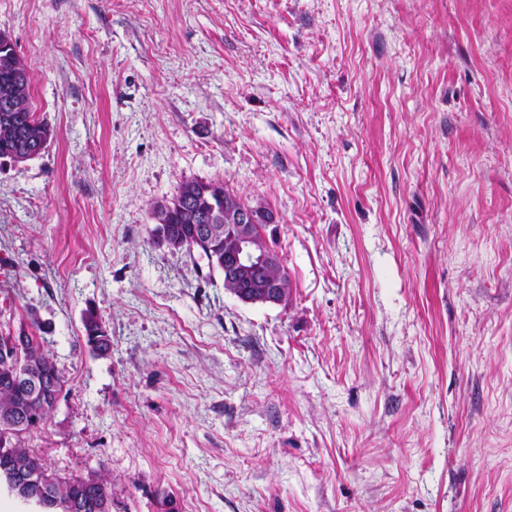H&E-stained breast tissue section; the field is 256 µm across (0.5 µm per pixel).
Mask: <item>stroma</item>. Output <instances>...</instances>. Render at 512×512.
I'll list each match as a JSON object with an SVG mask.
<instances>
[{
  "label": "stroma",
  "instance_id": "35a3bbf8",
  "mask_svg": "<svg viewBox=\"0 0 512 512\" xmlns=\"http://www.w3.org/2000/svg\"><path fill=\"white\" fill-rule=\"evenodd\" d=\"M0 33L52 132L0 163V336L65 380L19 442L112 512H512V0H0ZM190 180L272 209L284 304L153 243ZM101 318L94 308H88L83 314V326L87 343L97 355H104L110 349V340L103 330Z\"/></svg>",
  "mask_w": 512,
  "mask_h": 512
}]
</instances>
